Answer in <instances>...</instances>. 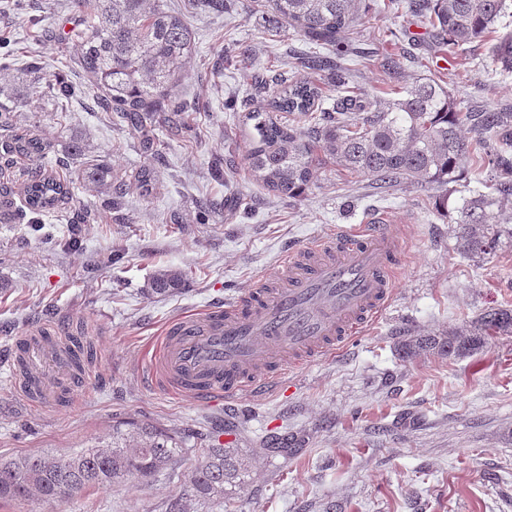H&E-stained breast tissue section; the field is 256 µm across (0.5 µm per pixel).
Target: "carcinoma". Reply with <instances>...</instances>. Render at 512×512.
I'll return each mask as SVG.
<instances>
[{
    "label": "carcinoma",
    "mask_w": 512,
    "mask_h": 512,
    "mask_svg": "<svg viewBox=\"0 0 512 512\" xmlns=\"http://www.w3.org/2000/svg\"><path fill=\"white\" fill-rule=\"evenodd\" d=\"M275 19L311 45L339 46L340 35L361 21L363 0H270ZM94 23L76 33L79 65L94 80L97 105L117 113L134 131L150 139L156 113L172 107L169 92L190 69L191 40L182 18L163 0H80ZM433 29L436 52L475 41L494 42L493 61L512 72V37L496 36L505 0H423ZM308 63L329 70L340 93L333 112L317 111L322 88L307 80L282 79L271 111H249L253 145L248 163L271 192L291 199L302 196L320 160H328L383 188L401 184L456 182L468 169L481 175L490 191L461 198L456 207L454 238L463 257L480 262L494 253L502 236H512V111L463 112L439 82L422 78L394 97H371L348 91L344 73L313 56ZM37 80L16 88L27 97L40 85L59 97L69 94L60 80L42 81L43 63L33 59ZM286 112L291 122L276 113ZM306 122L310 132L299 124ZM47 144L32 131L15 135L7 153L28 159L43 157ZM81 180L116 202L125 183L112 181L100 164L79 172ZM19 190L34 214L69 199V187L46 168L20 176ZM187 285L180 270L161 269L148 292L167 296ZM512 335V308H489L433 335L408 334L400 347L406 360L429 354L461 357L487 346L498 336ZM182 440L147 422L115 423L112 442L77 448L63 456L32 455L0 461V497L20 502H55L89 488H107L131 475L148 482L182 455ZM200 462L184 490L185 498L224 499L241 488L251 460L239 448L213 442L198 449Z\"/></svg>",
    "instance_id": "obj_1"
}]
</instances>
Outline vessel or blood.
<instances>
[{
	"instance_id": "1",
	"label": "vessel or blood",
	"mask_w": 512,
	"mask_h": 512,
	"mask_svg": "<svg viewBox=\"0 0 512 512\" xmlns=\"http://www.w3.org/2000/svg\"><path fill=\"white\" fill-rule=\"evenodd\" d=\"M398 246L381 224H359L288 254L275 280L257 278L244 297L169 325L152 355L151 379L204 400H236L265 389L289 366L334 355L362 334L388 301ZM36 342L22 337L29 362L19 389L37 400Z\"/></svg>"
}]
</instances>
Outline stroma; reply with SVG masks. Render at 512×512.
Returning <instances> with one entry per match:
<instances>
[{
	"instance_id": "stroma-1",
	"label": "stroma",
	"mask_w": 512,
	"mask_h": 512,
	"mask_svg": "<svg viewBox=\"0 0 512 512\" xmlns=\"http://www.w3.org/2000/svg\"><path fill=\"white\" fill-rule=\"evenodd\" d=\"M182 14L191 74L176 98L193 113H165L151 143L97 110L90 76L77 63L74 31L89 17L76 0H0V85L17 87L26 62L70 85L69 97L34 93L14 114L45 139L47 167L71 179L73 197L50 212L0 222V459L57 454L107 443L116 421H146L180 435L188 454L146 483L90 489L53 503L0 498V512H168L203 439L228 438L252 458L250 481L230 502H192L190 512H512V336L466 356L402 359L409 331L428 334L512 306V241L480 265L460 255L456 212L435 206L444 186L379 189L340 168L319 166L299 198L264 188L246 157L240 117L271 103L277 74L323 85L302 66L298 34L272 19L268 0H227L215 13L199 0H166ZM401 0H371L342 50L323 53L349 74V87L393 96L432 77L461 110L512 105V75H500L489 42L442 56L429 26ZM111 167L127 190L118 206L78 179L87 164ZM156 173L142 192L140 169ZM381 215L403 271L387 308L336 356L286 372L273 387L226 402L172 394L147 377L146 349L165 325L247 294L274 277L288 249L332 238L339 225ZM113 255L112 263L99 259ZM183 271L180 293L150 295L161 269ZM33 335L48 346L82 337L92 356L78 378L45 367V397L21 398L13 346Z\"/></svg>"
}]
</instances>
